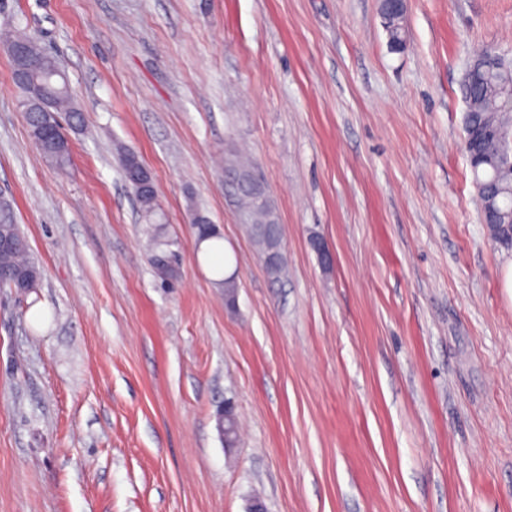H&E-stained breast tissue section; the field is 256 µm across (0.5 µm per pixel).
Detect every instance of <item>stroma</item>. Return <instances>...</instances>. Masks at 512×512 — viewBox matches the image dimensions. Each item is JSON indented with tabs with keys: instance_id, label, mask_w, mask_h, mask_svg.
I'll return each mask as SVG.
<instances>
[{
	"instance_id": "1",
	"label": "stroma",
	"mask_w": 512,
	"mask_h": 512,
	"mask_svg": "<svg viewBox=\"0 0 512 512\" xmlns=\"http://www.w3.org/2000/svg\"><path fill=\"white\" fill-rule=\"evenodd\" d=\"M3 15L57 57L83 124L70 166L47 161L0 51V193L42 272L28 296L0 286V512H512V249L460 149L464 68L512 58V0H408L397 50L380 0ZM127 151L179 244L168 286ZM240 152L282 228L280 279L224 180ZM136 165V155L126 152L121 156V170L123 177L129 187L132 189L142 217L147 224H164L163 214L159 207L157 200L154 197H147L146 194L141 193L133 181V172ZM160 226V225H153Z\"/></svg>"
}]
</instances>
